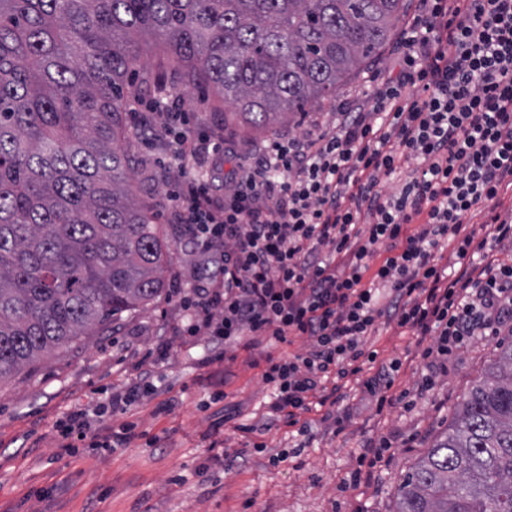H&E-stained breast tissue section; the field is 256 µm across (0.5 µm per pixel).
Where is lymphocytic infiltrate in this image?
I'll list each match as a JSON object with an SVG mask.
<instances>
[{"label":"lymphocytic infiltrate","mask_w":512,"mask_h":512,"mask_svg":"<svg viewBox=\"0 0 512 512\" xmlns=\"http://www.w3.org/2000/svg\"><path fill=\"white\" fill-rule=\"evenodd\" d=\"M170 150L183 168L212 154L210 170L175 196L204 279L185 299V330L211 336L217 361L248 336L306 340L304 352L266 356L262 368L275 410L299 433L315 407L335 418L341 382L380 319L417 336L436 362L512 324V262L502 256L512 249L502 201L512 190V0H420L385 81L340 102L329 129L268 141L232 181L219 171L236 144L179 131ZM408 156L419 167L383 193ZM483 206L479 228L464 224ZM452 241L454 271L440 264ZM152 390L145 370L95 408L71 410L59 448L131 443V428L102 435L96 420Z\"/></svg>","instance_id":"lymphocytic-infiltrate-1"}]
</instances>
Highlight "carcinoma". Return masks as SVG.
<instances>
[{
    "label": "carcinoma",
    "instance_id": "carcinoma-1",
    "mask_svg": "<svg viewBox=\"0 0 512 512\" xmlns=\"http://www.w3.org/2000/svg\"><path fill=\"white\" fill-rule=\"evenodd\" d=\"M406 0H0V380L164 290L169 244L137 199L129 81L149 32L214 110L266 128L336 91ZM395 512H512V346L399 487Z\"/></svg>",
    "mask_w": 512,
    "mask_h": 512
}]
</instances>
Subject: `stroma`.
Listing matches in <instances>:
<instances>
[{
    "mask_svg": "<svg viewBox=\"0 0 512 512\" xmlns=\"http://www.w3.org/2000/svg\"><path fill=\"white\" fill-rule=\"evenodd\" d=\"M140 45L139 78L147 86L126 115L128 150L140 194L171 244L165 290L151 305L123 313L106 335L77 340L0 381V512H394L403 478L447 431L464 396L512 336L476 337L449 357L447 369L435 372L420 357L415 337L379 322L363 346L376 352L375 362L364 363L361 379H349L336 407L343 425L313 411L306 415L309 434L298 435L274 410L273 388L253 362L303 351V339L238 347L234 358L214 362L207 337L181 332L188 313L179 296L196 283L195 263L171 200L183 182L149 108L159 96L176 100L190 125L216 139L245 145L285 139L328 124L338 101L386 76L395 64L391 47L307 116L256 131L225 124L200 88L172 89L161 76L162 46L150 36ZM393 361L398 370L389 400L381 403L363 381ZM145 366L155 371L156 393L99 424L105 431L135 425L140 438L109 451L84 442L72 454L57 448V420L74 407L95 406L105 392L124 391ZM430 374L435 385L423 389ZM218 379L224 398L213 404L209 384ZM240 423L262 430L246 434L237 431ZM153 435L160 439L154 447L147 442ZM215 438L223 440V454L210 449ZM381 438L390 447L370 479L350 484L365 446ZM257 442L264 452H254ZM274 456L275 466L269 463Z\"/></svg>",
    "mask_w": 512,
    "mask_h": 512,
    "instance_id": "35a3bbf8",
    "label": "stroma"
}]
</instances>
